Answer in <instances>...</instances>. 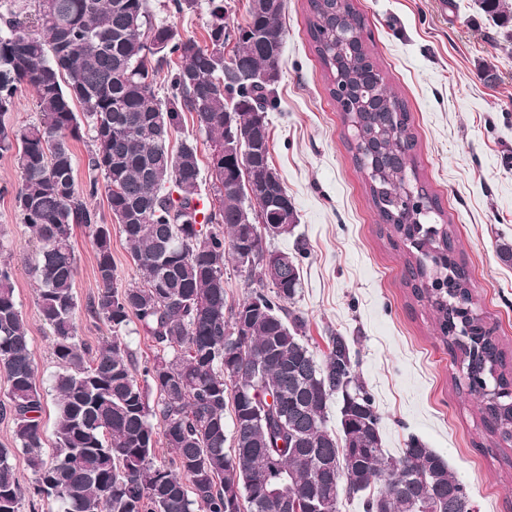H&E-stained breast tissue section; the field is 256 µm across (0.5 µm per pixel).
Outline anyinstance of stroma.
<instances>
[{
  "label": "stroma",
  "instance_id": "1",
  "mask_svg": "<svg viewBox=\"0 0 512 512\" xmlns=\"http://www.w3.org/2000/svg\"><path fill=\"white\" fill-rule=\"evenodd\" d=\"M149 0L156 21L182 37L208 39V0L170 14ZM367 29L364 45L387 87L402 99L416 137L419 177L443 211L455 256L474 284V302L512 365V264L499 248L512 244V43L476 0H354ZM308 0H285L280 77L267 109L270 157L294 203L298 222L269 237L270 250L294 257L301 283L291 308L306 320L316 355L330 335L346 336L356 372L381 417L382 446L400 455L418 439L447 461L468 488L476 512H512V447L496 444L471 395L459 353L442 343L436 315L413 296L404 273L406 245L389 237L369 201L349 150L343 113L309 37ZM495 74L485 81L481 66ZM20 179L13 156H0V253L15 269V297L44 389L46 447H53L57 370L52 337L36 304L32 268L38 247L18 216ZM80 308L77 334L97 345L110 330L86 306L96 293L95 247L75 228Z\"/></svg>",
  "mask_w": 512,
  "mask_h": 512
}]
</instances>
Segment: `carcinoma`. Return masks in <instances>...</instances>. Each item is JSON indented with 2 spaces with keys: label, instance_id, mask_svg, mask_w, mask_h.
<instances>
[{
  "label": "carcinoma",
  "instance_id": "cac0c4a2",
  "mask_svg": "<svg viewBox=\"0 0 512 512\" xmlns=\"http://www.w3.org/2000/svg\"><path fill=\"white\" fill-rule=\"evenodd\" d=\"M216 23L204 44L158 22L148 0H33L28 20L9 17L0 29V156L15 155L20 187L14 203L40 248L34 268L37 305L53 336L57 372L55 446L44 449V394L37 384L13 269L0 261V372L9 382L0 416L13 422V448H0V512L41 504L46 512H281L250 484L266 473L295 497L300 512L318 503L339 512L341 494L362 495L363 512H473L467 487L448 463L412 440L398 457L382 448L381 418L355 373L346 337L329 339L317 360L305 320L285 304L301 287L292 264L224 316V259L241 263L237 242L248 235L258 253L264 236L267 186L285 192L270 160L266 114L280 76L284 0H251L236 28L238 48L224 62V0H208ZM501 20L512 40V3L477 0ZM309 35L327 72L331 94L353 132L350 149L367 175L370 202L390 234L421 254L407 261L406 284L437 315L444 343L458 348L468 389L512 390V371L493 335L470 336L461 305L474 303L470 275L456 260L432 261L451 249L448 230H428L422 212L439 210L418 183L415 136L405 103L390 92L363 44L364 20L352 0H309ZM178 64L166 100L156 74ZM34 90L35 122L9 121L23 89ZM81 112H76V108ZM195 113L210 137V167L224 150V114L244 117L242 137L264 149L231 162L242 192L224 191L209 172L210 212L199 207L197 147L169 150L170 129ZM92 126L88 166L100 172L111 220L120 225L140 284L118 287L111 228L92 204L97 181L80 187L70 142ZM251 195L246 205L240 196ZM203 220H198V216ZM218 225L214 231L203 226ZM92 235L97 295L93 318L112 339L96 348L79 339L73 284L78 272L74 229ZM158 348L139 365L123 332L132 321ZM247 335L233 333L237 323ZM340 400V427L327 426L328 403ZM483 404L490 432L512 443V412ZM232 410L227 438L225 411ZM164 444L169 457L157 456ZM21 452L33 480L23 489L11 458Z\"/></svg>",
  "mask_w": 512,
  "mask_h": 512
}]
</instances>
